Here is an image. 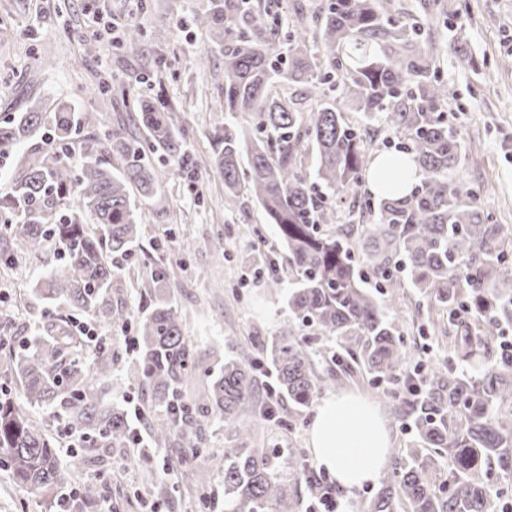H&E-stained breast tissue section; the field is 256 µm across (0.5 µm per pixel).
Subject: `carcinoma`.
I'll return each mask as SVG.
<instances>
[{"instance_id":"carcinoma-1","label":"carcinoma","mask_w":512,"mask_h":512,"mask_svg":"<svg viewBox=\"0 0 512 512\" xmlns=\"http://www.w3.org/2000/svg\"><path fill=\"white\" fill-rule=\"evenodd\" d=\"M390 8L391 0H326L313 9L317 44L300 29L306 16L299 3L283 52L278 29L265 25L261 0H209L196 16L224 51V70L213 71L224 82L228 114L214 136L224 204L234 207L248 197L260 205L278 239L262 265L269 286H280L282 261L295 280L278 336L269 345L237 344V357L216 372H197L181 314L164 291L175 279L173 264L144 257L142 316L132 321L112 305L114 260L138 257V204L161 199V175L144 161L134 137L123 127L112 129L101 153L87 151L75 180L64 150L89 117L60 103L52 112L34 105L0 121V154L48 125L62 149L52 154L31 145L12 194L0 197L6 245L0 267L38 256L51 240L62 248L61 262L34 288L55 310L44 315L42 335L12 354L27 402L63 411L69 428L94 449L134 443L137 433L123 408L104 400L112 352L100 350L87 364L90 343L74 334L72 312L107 325L132 322L138 349L133 382L150 392L152 410L164 411L145 418L148 442L190 449L181 458L188 486L196 460L214 466L224 481V512H298L299 489L316 491L322 473L304 449L285 448L283 477L282 457L250 445L245 410L257 397L256 372L266 363L274 372L271 393L288 398L297 414L309 408L326 383L314 365L316 347L334 336L341 373L356 366L376 386L401 383L400 392L390 393L392 409L410 420L419 443L406 449L364 512H512V339L503 335L512 327V232L494 223L472 189L453 176L460 153L448 128V88L434 55ZM280 83L302 93L287 96L276 90ZM347 106L361 113L359 121L346 119ZM138 119L154 150L184 163L171 109L143 100ZM379 127L396 135V151L416 160L420 183L406 194L365 199L359 214H368L369 222L345 232L337 202L372 166ZM304 138L315 150L311 172L304 168ZM69 198L72 209L48 222ZM86 214L94 226L83 223ZM365 267L380 280L376 296L363 287ZM408 282L448 327L472 320L473 330L454 337L451 353L460 362L481 357L478 374L439 363L419 384L408 372L411 348L398 323ZM197 376L206 393L175 406L185 380ZM216 417L233 437L224 450L204 447ZM1 463L37 497L55 496L77 478L60 464L44 424L2 394ZM98 496L97 485L83 484L78 507L92 508Z\"/></svg>"}]
</instances>
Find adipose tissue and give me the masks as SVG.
Listing matches in <instances>:
<instances>
[{
	"instance_id": "adipose-tissue-1",
	"label": "adipose tissue",
	"mask_w": 512,
	"mask_h": 512,
	"mask_svg": "<svg viewBox=\"0 0 512 512\" xmlns=\"http://www.w3.org/2000/svg\"><path fill=\"white\" fill-rule=\"evenodd\" d=\"M309 445L319 466L342 489L352 491L383 476L392 436L374 401L346 391L320 402Z\"/></svg>"
}]
</instances>
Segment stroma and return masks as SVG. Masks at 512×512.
Returning <instances> with one entry per match:
<instances>
[{
	"instance_id": "35a3bbf8",
	"label": "stroma",
	"mask_w": 512,
	"mask_h": 512,
	"mask_svg": "<svg viewBox=\"0 0 512 512\" xmlns=\"http://www.w3.org/2000/svg\"><path fill=\"white\" fill-rule=\"evenodd\" d=\"M207 0H97L103 17L92 26L85 0H0V117L26 111L33 103L66 102L94 119L72 139L67 161L80 172L85 151L106 130L124 126L141 146L146 130L134 118L144 99L165 102L175 113L186 156L196 182L178 174L159 153L149 159L162 175L165 209H143L140 250L152 258L185 267L172 292L199 368H219L230 354V340H269L287 318V288H272L258 269V254L273 251L277 237L259 205L224 206V177L211 163L212 136L224 127V88L211 68H223L224 55L195 17ZM392 14L413 27L431 45L438 75L448 88V123L459 145L456 176L476 193L478 205L490 209L495 223L512 228V0H392ZM142 29L136 52L124 51L112 35V22ZM465 41L470 61L459 60L455 39ZM52 56L54 64L41 60ZM106 81L104 93L91 87ZM60 252L48 244L39 257L23 258L0 269V308L10 311L9 333L16 342L36 335L43 305L32 294L35 283L59 263ZM141 262L122 264L112 282V300L130 315H139L137 281L146 274ZM404 332L415 343L412 365L430 368L447 359L448 339L436 331L427 307L414 288L401 305ZM95 335L112 342L116 363L106 400L125 407L147 408L149 397L129 378L137 361L133 327L106 329L79 313ZM357 392L375 401L391 431L394 448L414 444L405 420L386 407L383 388L356 375L322 389V396ZM28 413L47 422L59 443L64 464L78 468V483L102 485L108 512H201L183 485L180 448H155L135 463L127 449L113 450L105 465L91 463L77 433L64 416L38 406ZM287 400L276 402L274 416L254 414L261 448H308L315 415L307 409L289 423ZM52 502L28 495L8 470L0 469V512H52Z\"/></svg>"
}]
</instances>
